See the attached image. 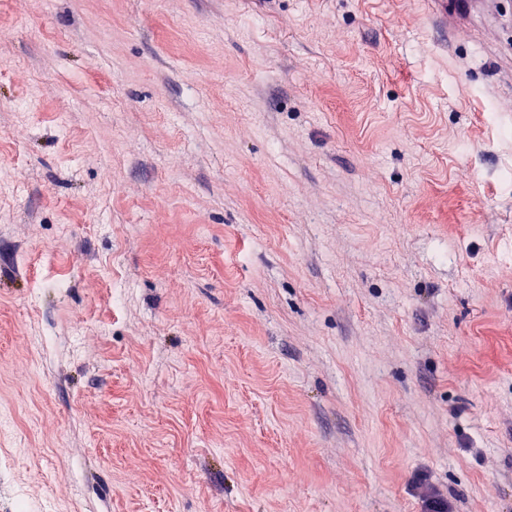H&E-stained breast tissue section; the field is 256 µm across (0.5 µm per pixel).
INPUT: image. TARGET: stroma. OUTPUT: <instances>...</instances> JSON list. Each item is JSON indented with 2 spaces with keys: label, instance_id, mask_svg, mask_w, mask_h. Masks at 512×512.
<instances>
[{
  "label": "stroma",
  "instance_id": "stroma-1",
  "mask_svg": "<svg viewBox=\"0 0 512 512\" xmlns=\"http://www.w3.org/2000/svg\"><path fill=\"white\" fill-rule=\"evenodd\" d=\"M439 3L0 0V512H512V0ZM412 489L421 500L423 512H453L448 498L427 483L426 475L417 474L412 480Z\"/></svg>",
  "mask_w": 512,
  "mask_h": 512
}]
</instances>
